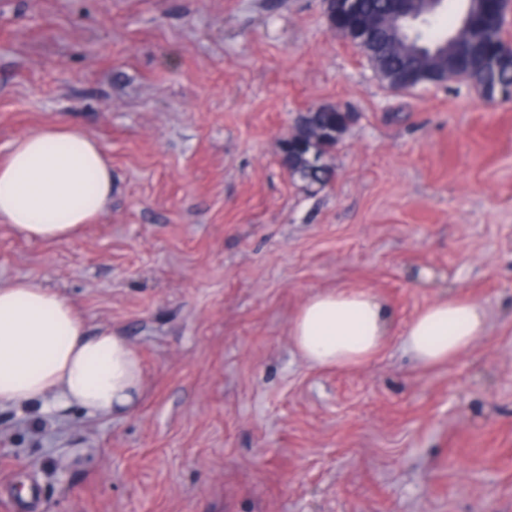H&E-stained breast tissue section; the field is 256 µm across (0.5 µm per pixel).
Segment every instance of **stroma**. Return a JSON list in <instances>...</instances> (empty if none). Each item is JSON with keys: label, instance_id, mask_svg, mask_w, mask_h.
<instances>
[{"label": "stroma", "instance_id": "35a3bbf8", "mask_svg": "<svg viewBox=\"0 0 512 512\" xmlns=\"http://www.w3.org/2000/svg\"><path fill=\"white\" fill-rule=\"evenodd\" d=\"M320 106L353 120L308 188L280 147ZM57 123L112 201L62 242L0 221V283L72 302L143 379L104 418L1 405L0 484L41 512H512V101L391 90L322 0H0V159ZM336 288L390 312L367 364L290 335ZM453 297L485 333L417 366L402 325Z\"/></svg>", "mask_w": 512, "mask_h": 512}]
</instances>
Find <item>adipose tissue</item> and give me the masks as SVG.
I'll use <instances>...</instances> for the list:
<instances>
[{
    "mask_svg": "<svg viewBox=\"0 0 512 512\" xmlns=\"http://www.w3.org/2000/svg\"><path fill=\"white\" fill-rule=\"evenodd\" d=\"M111 194V165L96 140L64 125L17 137L0 161V218L30 239L69 238L104 212ZM485 327L476 303L439 301L406 322L404 345L420 364L444 363ZM386 333L384 308L364 289L315 294L291 324L297 348L319 366L368 363ZM141 381L138 357L123 337L86 335L74 306L39 284H0V405L108 417L132 403Z\"/></svg>",
    "mask_w": 512,
    "mask_h": 512,
    "instance_id": "1",
    "label": "adipose tissue"
}]
</instances>
